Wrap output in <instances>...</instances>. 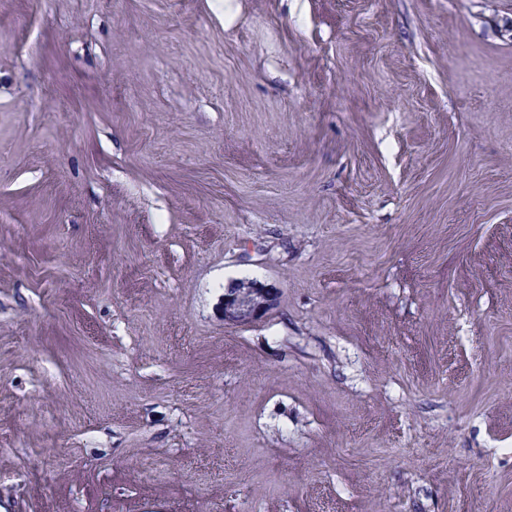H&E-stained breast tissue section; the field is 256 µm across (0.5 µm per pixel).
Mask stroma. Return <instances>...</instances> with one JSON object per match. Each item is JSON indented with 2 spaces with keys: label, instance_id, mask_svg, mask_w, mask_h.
<instances>
[{
  "label": "stroma",
  "instance_id": "1",
  "mask_svg": "<svg viewBox=\"0 0 512 512\" xmlns=\"http://www.w3.org/2000/svg\"><path fill=\"white\" fill-rule=\"evenodd\" d=\"M0 512H512V0H0ZM274 288L254 280L231 282L224 289V322L247 324L265 317L275 306Z\"/></svg>",
  "mask_w": 512,
  "mask_h": 512
}]
</instances>
